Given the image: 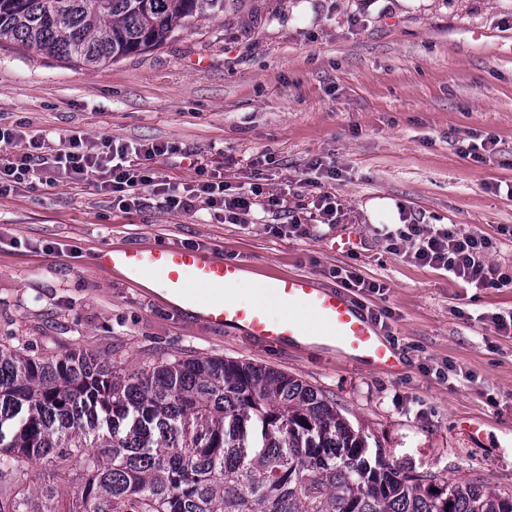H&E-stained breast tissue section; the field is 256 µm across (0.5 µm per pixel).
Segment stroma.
Segmentation results:
<instances>
[{
  "instance_id": "stroma-1",
  "label": "stroma",
  "mask_w": 512,
  "mask_h": 512,
  "mask_svg": "<svg viewBox=\"0 0 512 512\" xmlns=\"http://www.w3.org/2000/svg\"><path fill=\"white\" fill-rule=\"evenodd\" d=\"M19 122L95 144L169 141L180 151L160 176L193 181L195 157L232 191L259 182L288 206L243 227L154 203L126 214L90 182L1 195L0 344L33 356L80 347L125 370L193 356L272 367L335 399L402 466L512 492V334L491 321L512 311V288L408 263L378 231L454 224L494 237L490 261L512 267L499 232L512 197L494 190L512 182V0H226L164 45L95 70L5 44L0 125ZM488 136L486 160L460 154ZM304 178L336 196L338 224L319 223L311 192L296 193ZM292 210L305 235L269 232ZM344 235L353 247L336 249ZM120 245L202 248L325 287L337 284L329 269L355 267L384 286L353 297L385 312L399 369L209 326L97 265V251Z\"/></svg>"
}]
</instances>
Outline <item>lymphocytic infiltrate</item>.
<instances>
[{"label": "lymphocytic infiltrate", "instance_id": "obj_1", "mask_svg": "<svg viewBox=\"0 0 512 512\" xmlns=\"http://www.w3.org/2000/svg\"><path fill=\"white\" fill-rule=\"evenodd\" d=\"M177 151L169 142L131 145L112 140L92 145L79 130L53 141L23 124L0 126V193L38 183L73 187L93 182L111 192L125 213L153 200L170 211L202 207L231 224L278 209L283 202L257 185L245 193H230L217 174L175 186L158 176L156 164ZM381 235L389 251L412 264L446 271L477 288L512 285V274L490 262L494 243L481 233L452 224H396L384 227Z\"/></svg>", "mask_w": 512, "mask_h": 512}]
</instances>
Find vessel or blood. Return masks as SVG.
Returning <instances> with one entry per match:
<instances>
[{
	"label": "vessel or blood",
	"mask_w": 512,
	"mask_h": 512,
	"mask_svg": "<svg viewBox=\"0 0 512 512\" xmlns=\"http://www.w3.org/2000/svg\"><path fill=\"white\" fill-rule=\"evenodd\" d=\"M101 267L141 285L150 284L174 308L206 323L234 329L270 345L312 344L335 349L369 371L396 370L399 357L374 319L343 290L324 288L305 274H276L264 293L287 317L270 318L260 306L235 297L243 264L204 249L180 246L116 247L96 255Z\"/></svg>",
	"instance_id": "b4317fda"
}]
</instances>
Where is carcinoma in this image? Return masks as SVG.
I'll return each mask as SVG.
<instances>
[{"mask_svg":"<svg viewBox=\"0 0 512 512\" xmlns=\"http://www.w3.org/2000/svg\"><path fill=\"white\" fill-rule=\"evenodd\" d=\"M224 2L0 0V45L94 68ZM362 440L334 400L271 368L121 372L81 348L0 345V512H512V493L421 477Z\"/></svg>","mask_w":512,"mask_h":512,"instance_id":"obj_1","label":"carcinoma"}]
</instances>
